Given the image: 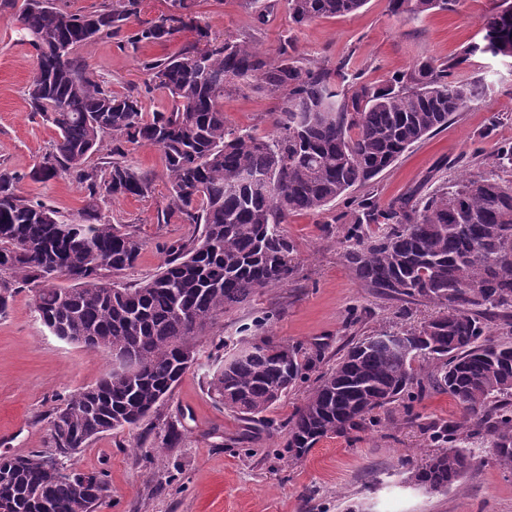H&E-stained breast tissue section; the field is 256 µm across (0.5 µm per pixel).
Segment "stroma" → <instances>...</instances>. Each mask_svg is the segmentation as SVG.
Returning <instances> with one entry per match:
<instances>
[{
	"instance_id": "obj_1",
	"label": "stroma",
	"mask_w": 512,
	"mask_h": 512,
	"mask_svg": "<svg viewBox=\"0 0 512 512\" xmlns=\"http://www.w3.org/2000/svg\"><path fill=\"white\" fill-rule=\"evenodd\" d=\"M498 2L461 0L454 9L408 19L392 15L389 0H367L355 12L297 26L288 0H277L259 26L246 0H196L213 37L244 39L272 56L289 43L305 67L332 69L343 61L349 73L383 86L419 62L459 57L463 63L452 71V80L482 82L489 91L447 128L412 145L392 168L337 199L329 212L289 216L285 229L296 246L293 278L226 312L210 335L199 339L196 364L157 414L134 429L100 434L71 457V470L105 476L109 495L97 512H512V470L484 452L461 489L428 492L410 483L409 469L434 447L417 425L395 424L384 415L352 438L327 437L305 456H293L283 446L285 425L313 381L299 384L251 422L224 410L208 390L216 358L253 335L323 347L318 369L324 372L351 342L397 322L398 302L366 288L346 263L335 218L362 196L384 206L412 189L432 193L461 171H486L497 148L512 143V62L462 57L480 37L481 17ZM169 4L143 0L138 19L122 36L97 40L81 51L112 92L137 95L147 112L164 110L170 101L155 88L144 61L178 51L194 34L181 31L164 48L134 46L128 37L140 23L167 12ZM17 15L0 8V170L18 175L21 196L72 216L83 205L81 185L65 175L45 183L29 177L56 131L26 99L34 51L17 39ZM276 106L274 97L246 88L225 96L224 119L229 127L266 136L274 131ZM127 158L152 177L151 193L108 199L101 207L106 219L126 225L143 243L135 267L120 276L136 283L156 274L167 247L195 227L158 219L170 203L159 148L131 145ZM111 366L105 351L51 334L27 288L19 287L0 315V456L51 452L53 407L95 385ZM172 423L184 427V437L174 447H156V438Z\"/></svg>"
}]
</instances>
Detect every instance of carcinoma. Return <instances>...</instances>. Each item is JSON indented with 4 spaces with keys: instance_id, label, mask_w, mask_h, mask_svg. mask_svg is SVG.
Instances as JSON below:
<instances>
[{
    "instance_id": "1",
    "label": "carcinoma",
    "mask_w": 512,
    "mask_h": 512,
    "mask_svg": "<svg viewBox=\"0 0 512 512\" xmlns=\"http://www.w3.org/2000/svg\"><path fill=\"white\" fill-rule=\"evenodd\" d=\"M460 0H390V12L417 17ZM141 0H107L74 14L57 0H24L20 40L35 51L27 89L31 110L57 139L29 176L47 182L62 174L86 191L84 206L65 218L16 192L18 176L0 171V314L22 283L33 307L59 339L87 336L93 346H126L139 372L106 377L50 413L55 451L0 456V497L16 512H96L106 496L104 475L83 487L81 474L57 477L99 434L138 425L156 413L185 373L181 346L197 353L224 312L266 288L288 282L296 247L283 224L299 212L320 214L337 198L389 169L411 145L448 126L450 118L484 96L487 87L448 81L471 56L512 60V6L481 20V37L455 62L422 61L386 86L360 82L345 64L306 68L283 46L270 57L240 39L219 41L194 10L195 0H170V11L131 36L133 44L163 45L182 31L196 40L180 52L144 63L172 106L152 116L140 99L103 88L80 49L116 36L139 12ZM366 0H288L293 24L360 9ZM353 80L351 93L334 78ZM251 86L279 100L275 132L258 138L224 121V94ZM116 142L96 163L105 139ZM149 143L162 152L170 205L163 219L198 226L168 249L155 276L127 284L114 276L132 267L142 243L123 224L100 213L101 193L145 197L152 180L129 163L124 144ZM342 222L350 243L344 257L368 288L404 305L430 303L437 315L406 320L351 345L321 376L288 421L285 447L307 453L328 435L368 428L378 412H402L415 423L413 402L425 391L416 366L426 365L434 388L461 409V420L421 424L437 444L409 471L416 486L456 489L492 449L512 468V341L489 338L490 322L512 326V186L492 172L465 173L427 196L403 195L387 206L365 198ZM60 278L68 286L56 285ZM322 358L270 336L217 361L209 391L224 409L245 419L270 410ZM417 392H412V389Z\"/></svg>"
}]
</instances>
